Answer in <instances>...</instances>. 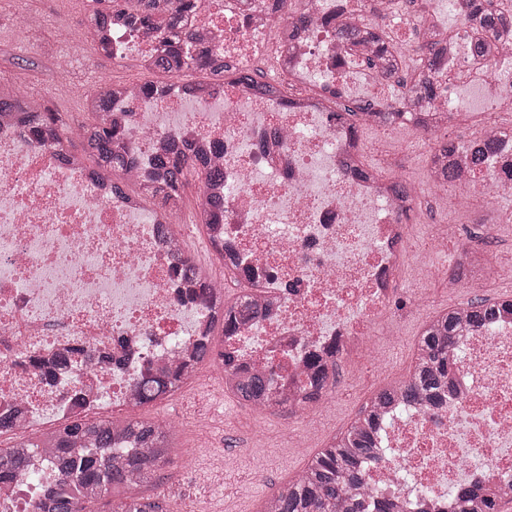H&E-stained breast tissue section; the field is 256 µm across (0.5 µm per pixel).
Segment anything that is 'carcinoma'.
<instances>
[{
  "label": "carcinoma",
  "instance_id": "carcinoma-1",
  "mask_svg": "<svg viewBox=\"0 0 512 512\" xmlns=\"http://www.w3.org/2000/svg\"><path fill=\"white\" fill-rule=\"evenodd\" d=\"M92 9L87 16V29L96 52L112 58V26L124 18L131 31L144 29L165 40L168 50L149 59H141V66L174 76L188 69H198L210 75L224 72V55L210 53L195 44L192 33L185 30L184 17L197 7L198 0H90ZM474 21L488 33L506 24L502 15L484 10L482 0H474ZM338 40L351 50L372 44L383 68L395 69V58L384 34L365 25L342 23L336 28ZM418 60V69L403 85L404 96L421 106L434 94L433 75L437 55L431 49ZM114 90L100 87L88 101L94 116L90 123L79 125L83 130L84 152L92 156L98 168L115 179L121 178L125 166L121 140L114 137L112 122L107 119L112 111ZM26 108L24 99L7 87L0 86V112H16ZM35 128L53 125L64 131L58 113L47 108L30 113ZM155 165L166 171L165 181L142 187L144 197L152 200L163 195L164 201L182 200V187L187 174L199 168L198 163L179 150L157 157ZM201 169V168H199ZM204 188L212 190L201 195L206 207L198 208L202 221L224 211V194L213 192V187L224 181L223 171L202 168ZM256 305L249 293L224 305L223 335H230L236 325L255 313ZM512 312V298L498 301L477 298L466 306L467 319L475 324H492L504 312ZM460 327V316L452 310L439 312L436 319L420 335L415 364L409 377L389 384L373 395L359 415L340 436L320 449L304 470L278 489L264 503L265 512H361L357 490L361 486L363 462L375 453V432L387 407L396 404L440 406L448 398V385L455 371V338ZM214 357L213 339L204 336L192 344L186 362L179 368L149 373L139 385V404L152 403L176 391L188 374L198 365ZM224 367L237 375L235 392L238 399L253 407L262 401L266 381L259 375L238 370L234 355L222 354ZM48 382L69 364L66 355L50 364L34 356L30 359ZM336 362L316 358L308 397L314 398L335 375ZM125 440L130 447L121 456L112 455V444ZM46 447V438L26 439L10 448L0 450V482H17L28 473L32 450ZM54 453L51 465L59 480L45 488L34 505V512H86L88 505L105 501L108 512H166L162 502L137 493L143 484L153 479L168 461L175 448V433L162 427L156 420L124 421L121 431L108 419L89 421L76 419L53 436ZM453 512H500L502 496L493 489L482 490L469 483L453 487Z\"/></svg>",
  "mask_w": 512,
  "mask_h": 512
}]
</instances>
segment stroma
<instances>
[{"label":"stroma","instance_id":"35a3bbf8","mask_svg":"<svg viewBox=\"0 0 512 512\" xmlns=\"http://www.w3.org/2000/svg\"><path fill=\"white\" fill-rule=\"evenodd\" d=\"M83 49L94 78L103 77L115 83L163 78L162 73L142 71L132 59L113 65L111 60L97 55L91 44H84ZM57 52L52 32L48 29L31 34L22 46L0 47V83L26 84L39 90L48 106L60 112L67 123L89 121L85 99L92 96L93 91L85 88L72 96L61 93L60 78L52 66ZM429 288V310L437 311L449 309L455 301L464 303L476 298L512 297V279L506 277L493 285L462 289L453 301L449 300L448 291L441 283H430ZM429 310L403 320L404 338L396 346L394 362L390 366L370 364L358 374L340 367L346 393L317 423L298 426L287 410L260 413L228 396L224 399L223 428L202 433L185 424L186 418L200 405L192 387L187 384L163 401L138 411L137 416L141 419L164 414L181 424L178 446L172 452L171 464L163 470V482L143 485L141 495L164 499L168 512H259L269 496L305 468L316 450L347 429L376 391L407 378L413 368L415 347ZM295 428L307 435L308 448L287 447L286 436ZM259 430L272 446L273 463L260 476L252 477L248 474V465L255 433ZM203 442L211 452L223 454L227 466L222 477L210 474L207 453L199 451Z\"/></svg>","mask_w":512,"mask_h":512}]
</instances>
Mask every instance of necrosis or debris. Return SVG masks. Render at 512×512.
<instances>
[{"label":"necrosis or debris","instance_id":"4bbe7bcc","mask_svg":"<svg viewBox=\"0 0 512 512\" xmlns=\"http://www.w3.org/2000/svg\"><path fill=\"white\" fill-rule=\"evenodd\" d=\"M473 0H201L191 29L224 56L212 92L192 96L172 79L165 100L129 85L110 117L125 135L128 162L120 188L78 159L51 128L30 132L20 113L0 116V410L18 412L17 433L57 430L92 414L125 419L138 407L140 374L179 366L186 350L212 335L224 316L230 283L258 286L266 302L257 319L225 338L242 369L269 381L270 399L288 402L306 420L338 394L336 381L302 402L314 356L336 362L374 356L373 339L390 335V316L424 308L419 286L400 287L410 230L428 228L435 247L414 260L449 289L499 277L491 234L475 224H512V31L493 37L486 58L470 49ZM376 16L396 31L399 61L436 46L440 67L427 112L400 105L401 70L351 69L334 36L336 24ZM51 24L63 77L76 74L78 29L67 19L20 11L16 33ZM265 63L262 94L233 84L234 75ZM399 112L424 154L426 181L411 202L390 191L402 168L392 157L355 171L362 129L382 112ZM450 132L457 151L426 153ZM496 145L475 164L477 140ZM191 143L224 169V213L202 229L206 250L223 259L208 268L209 302L198 284L174 270L186 256L178 227L184 211L162 202L146 207L138 189L159 182L154 156ZM456 176V207L467 228L431 210L444 195L445 168ZM172 228L162 235L160 225ZM61 348L75 353L70 371L46 384L29 365ZM448 399L441 407L391 414L381 451L363 466V512L377 500L402 512H448V490L467 481L512 496V314L493 327L462 323ZM57 479L47 459L29 477L0 486V512H34L43 488Z\"/></svg>","mask_w":512,"mask_h":512}]
</instances>
